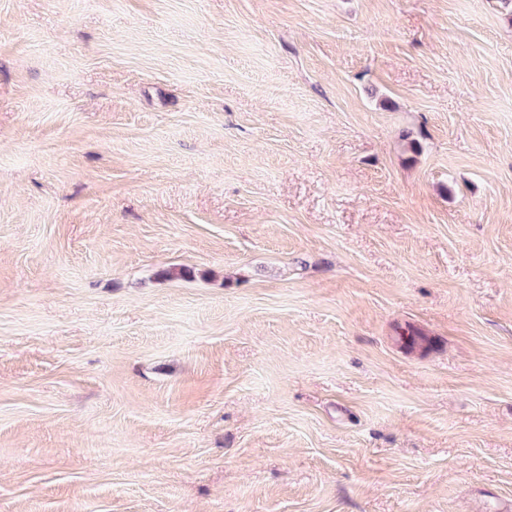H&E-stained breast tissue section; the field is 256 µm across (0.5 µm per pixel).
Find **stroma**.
Returning <instances> with one entry per match:
<instances>
[{"mask_svg": "<svg viewBox=\"0 0 512 512\" xmlns=\"http://www.w3.org/2000/svg\"><path fill=\"white\" fill-rule=\"evenodd\" d=\"M0 512H512V8L0 0Z\"/></svg>", "mask_w": 512, "mask_h": 512, "instance_id": "1", "label": "stroma"}]
</instances>
